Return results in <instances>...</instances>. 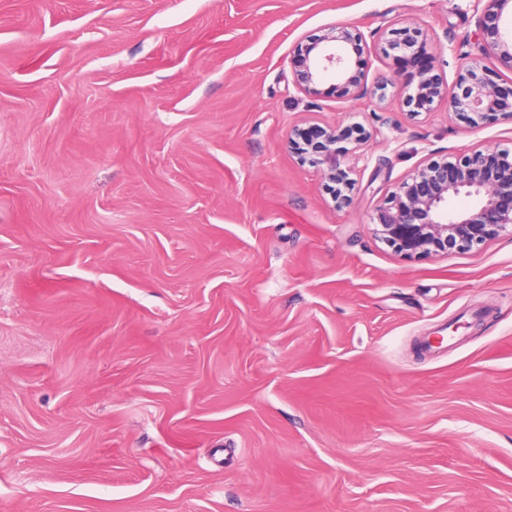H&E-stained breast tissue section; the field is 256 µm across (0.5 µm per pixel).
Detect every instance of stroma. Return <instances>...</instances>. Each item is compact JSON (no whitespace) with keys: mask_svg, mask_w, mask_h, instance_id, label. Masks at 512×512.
<instances>
[{"mask_svg":"<svg viewBox=\"0 0 512 512\" xmlns=\"http://www.w3.org/2000/svg\"><path fill=\"white\" fill-rule=\"evenodd\" d=\"M399 21L477 39L468 0H0V512H512V234L371 226L512 120L407 115L375 46L382 96L294 85L297 42ZM354 122L339 209L288 131Z\"/></svg>","mask_w":512,"mask_h":512,"instance_id":"1","label":"stroma"}]
</instances>
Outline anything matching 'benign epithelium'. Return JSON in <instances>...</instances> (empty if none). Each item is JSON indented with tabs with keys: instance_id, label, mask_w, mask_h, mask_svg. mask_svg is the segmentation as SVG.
I'll return each mask as SVG.
<instances>
[{
	"instance_id": "7a95c632",
	"label": "benign epithelium",
	"mask_w": 512,
	"mask_h": 512,
	"mask_svg": "<svg viewBox=\"0 0 512 512\" xmlns=\"http://www.w3.org/2000/svg\"><path fill=\"white\" fill-rule=\"evenodd\" d=\"M482 54L512 72V30L503 28L512 0H469ZM378 38L388 54L412 49L428 34L410 26L392 28ZM367 38L350 24L329 27L325 33L293 51L294 84L309 95L328 75L342 81L355 100L372 97L361 57ZM470 129H478L501 116L512 119V84L504 85L495 70L471 62L461 66L455 91L434 64L421 71L416 87L401 86L398 106L410 115L428 112L436 102ZM371 132L360 123L323 127L294 126L288 148L302 164L321 171L327 192L338 207L353 203L356 181L344 157L360 149ZM375 237L396 256L414 259L449 256L470 250L512 230V148L475 149L460 156L430 158L418 166L398 188L376 206L372 217Z\"/></svg>"
}]
</instances>
